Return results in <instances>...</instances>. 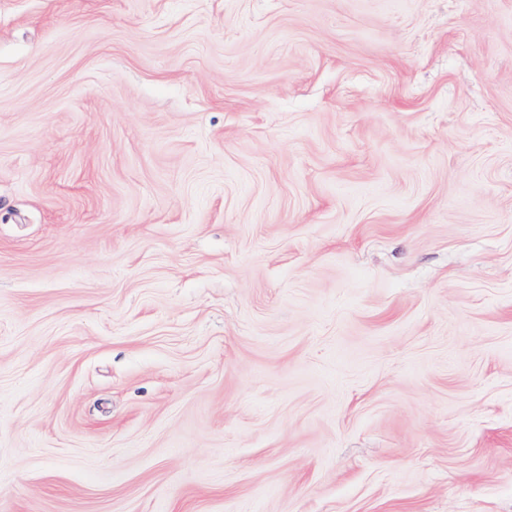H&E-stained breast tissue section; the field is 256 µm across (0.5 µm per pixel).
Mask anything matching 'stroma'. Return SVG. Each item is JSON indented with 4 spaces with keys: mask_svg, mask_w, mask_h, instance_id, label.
<instances>
[{
    "mask_svg": "<svg viewBox=\"0 0 512 512\" xmlns=\"http://www.w3.org/2000/svg\"><path fill=\"white\" fill-rule=\"evenodd\" d=\"M0 512H512V0H0Z\"/></svg>",
    "mask_w": 512,
    "mask_h": 512,
    "instance_id": "obj_1",
    "label": "stroma"
}]
</instances>
